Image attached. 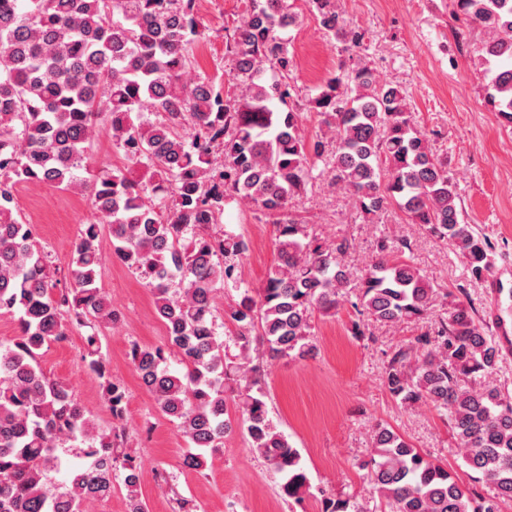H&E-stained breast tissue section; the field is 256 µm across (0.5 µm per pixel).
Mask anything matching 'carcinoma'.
I'll return each instance as SVG.
<instances>
[{"instance_id": "carcinoma-1", "label": "carcinoma", "mask_w": 512, "mask_h": 512, "mask_svg": "<svg viewBox=\"0 0 512 512\" xmlns=\"http://www.w3.org/2000/svg\"><path fill=\"white\" fill-rule=\"evenodd\" d=\"M196 3L0 0V315L17 317L21 331L0 342V512H88L112 493L117 475L128 512H147L125 428H97L70 385L40 365L42 350L68 341L74 328L120 319L97 285L105 229L112 258L148 281L167 329L166 347L134 344L130 358L158 409L192 444L184 467L201 468L240 427L249 449L280 475L288 500L300 506L312 496L299 450L269 417L261 367L243 359L253 348L270 360L313 355V312L335 315L357 288L350 302L355 336L371 323L428 320L421 346L392 352L386 387L402 403L425 401L446 412L465 466L494 486L490 497L463 490L446 468L379 424L371 434L373 492L389 512H501L512 502V395L481 385L501 352L473 307L434 287L407 240L379 236L375 258L355 272L346 262L350 239L328 244L289 211L318 179L319 160L329 185L348 192L358 213L374 217L396 206L448 242L472 278H484L493 266L489 244L460 222L454 183L406 97L367 65L342 72L313 98L324 130L308 135L288 104L295 62L282 37L299 15L286 0H249L226 42L235 86L228 96L222 81L194 71L188 47L204 37ZM310 3L322 30L350 48L362 45L364 33L332 0ZM454 6L482 33L485 103L511 125L512 67L502 63L512 62V0ZM102 114L113 147L132 167L89 162ZM20 183L85 194L101 218L78 234L62 289L35 226L16 212ZM231 200L273 218L278 261L258 289L242 287L246 241L217 229ZM221 287L242 289L225 312L235 329L224 338L215 329ZM448 298L450 308L436 312ZM87 345V366L120 421L125 390L111 378L96 334ZM168 349L181 370H169ZM68 443L81 448L86 464L56 483ZM319 503L320 512H363L353 496L323 492Z\"/></svg>"}]
</instances>
